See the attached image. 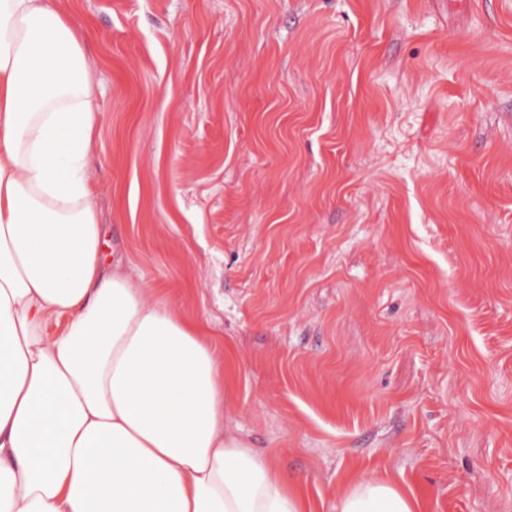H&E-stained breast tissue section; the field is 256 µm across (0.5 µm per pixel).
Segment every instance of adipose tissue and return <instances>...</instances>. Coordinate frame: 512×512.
Segmentation results:
<instances>
[{
    "mask_svg": "<svg viewBox=\"0 0 512 512\" xmlns=\"http://www.w3.org/2000/svg\"><path fill=\"white\" fill-rule=\"evenodd\" d=\"M99 114L52 0H0V512H310L224 417L201 322L114 264L86 162ZM355 479L336 512H420Z\"/></svg>",
    "mask_w": 512,
    "mask_h": 512,
    "instance_id": "1",
    "label": "adipose tissue"
}]
</instances>
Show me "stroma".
<instances>
[{"mask_svg":"<svg viewBox=\"0 0 512 512\" xmlns=\"http://www.w3.org/2000/svg\"><path fill=\"white\" fill-rule=\"evenodd\" d=\"M105 262L223 340L225 415L336 512H512V0H53ZM419 502L390 481L359 476L338 498L336 512H421Z\"/></svg>","mask_w":512,"mask_h":512,"instance_id":"35a3bbf8","label":"stroma"}]
</instances>
